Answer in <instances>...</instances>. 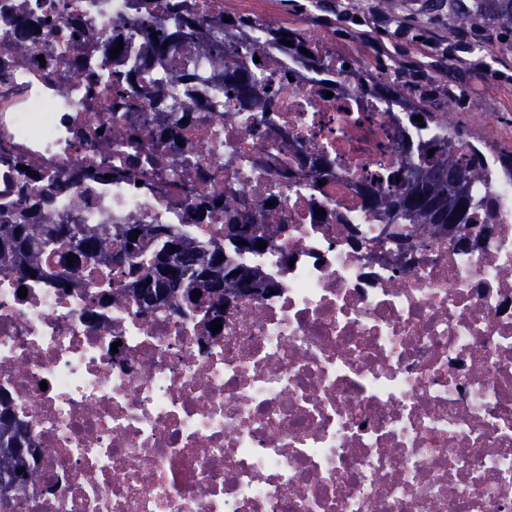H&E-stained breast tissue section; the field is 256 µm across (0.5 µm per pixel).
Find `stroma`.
<instances>
[{
  "label": "stroma",
  "mask_w": 512,
  "mask_h": 512,
  "mask_svg": "<svg viewBox=\"0 0 512 512\" xmlns=\"http://www.w3.org/2000/svg\"><path fill=\"white\" fill-rule=\"evenodd\" d=\"M225 9L273 22L288 20L319 30L339 56L359 60L382 81H402L413 100L454 101L449 130L471 140L489 158L512 153V83L480 79L476 65L512 74V32L489 28L494 54L478 47L446 58L427 37L453 39L460 25L439 11L424 14V0H397L388 15L380 0H224Z\"/></svg>",
  "instance_id": "obj_1"
}]
</instances>
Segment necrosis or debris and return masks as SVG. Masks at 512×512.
I'll return each instance as SVG.
<instances>
[{
  "mask_svg": "<svg viewBox=\"0 0 512 512\" xmlns=\"http://www.w3.org/2000/svg\"><path fill=\"white\" fill-rule=\"evenodd\" d=\"M142 11L162 16L161 0H0V222L37 204L51 224H167L220 243L223 214L189 209L203 190L253 210L273 197L282 230L238 260L275 290L237 300L216 334L202 310L104 303L117 274L105 259L67 291L64 265L1 274L0 395L41 479L0 493V512H512V179L487 169L496 210L474 247L445 235L401 253L358 195L396 163L401 114L342 75L316 103L320 75L283 82L289 63L258 28L238 63L278 87L282 142L229 100L205 43L156 55L135 31ZM62 12L84 20L79 37ZM21 20L45 40L16 37ZM76 59L100 76L94 99ZM128 70L155 104L113 109L105 88ZM189 102L210 108L192 167L163 147L145 164L144 141L97 133L105 116L170 127ZM297 154L336 164L288 180L253 164Z\"/></svg>",
  "mask_w": 512,
  "mask_h": 512,
  "instance_id": "1",
  "label": "necrosis or debris"
}]
</instances>
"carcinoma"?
I'll return each instance as SVG.
<instances>
[{
  "label": "carcinoma",
  "instance_id": "obj_1",
  "mask_svg": "<svg viewBox=\"0 0 512 512\" xmlns=\"http://www.w3.org/2000/svg\"><path fill=\"white\" fill-rule=\"evenodd\" d=\"M163 2L166 12L176 20L174 27L167 28L150 16L138 20L142 35L159 54L196 42L203 25L193 0ZM445 5L448 14L463 25L512 29V0H425V10L429 12ZM213 25L238 34L263 25L270 46L289 61L307 64L320 73L334 65L348 73L356 93L404 112L410 126L437 129L430 143L415 140L404 128L399 130L400 161L389 177L391 189L382 191L365 185L360 190L362 205L380 216L387 239L416 248L427 240L474 226L477 214L489 210L490 195L478 188L488 159L474 143L448 134L450 101L430 100L419 105L406 97L398 82L373 81L362 63L337 57L326 43H313L303 31L286 23L265 25L262 18L252 14L226 12L213 20ZM284 39L293 46L283 45ZM241 47V42L225 38L210 41V52L224 59V86L231 92L230 99L245 108L272 112L277 103L276 91L264 99L255 97L249 73L238 64ZM302 47L308 53L301 52ZM346 64L350 65L347 70ZM132 76L130 72L112 78L114 104L133 108L156 101L155 90L138 80L130 81ZM415 116L423 117V123L413 121ZM102 129L112 135H135L150 146L175 140L172 129L127 131L110 124ZM431 150L432 156L428 155ZM277 208L275 202L255 212L247 211L239 220L228 218L224 244L217 245L198 241L164 224H62L52 234L48 225L41 223L40 210L30 207L15 213L10 223L0 224V274L17 273L24 279L38 280L51 277L49 267L55 258L63 263L69 257L74 259V270L98 258H108L123 267V280L103 294L104 300L134 302L145 310L163 303L187 310L206 305L217 310L212 316L216 320L227 297L258 296L272 287L263 271L237 262V254L243 251V241L255 248L258 242L268 240L266 231L277 219ZM172 245L176 251L171 256L168 251ZM29 268L35 274L27 273ZM195 290L201 291L200 297L192 296ZM36 455L26 425L17 419L10 401L0 396V478L20 486L37 482L40 474Z\"/></svg>",
  "mask_w": 512,
  "mask_h": 512
}]
</instances>
